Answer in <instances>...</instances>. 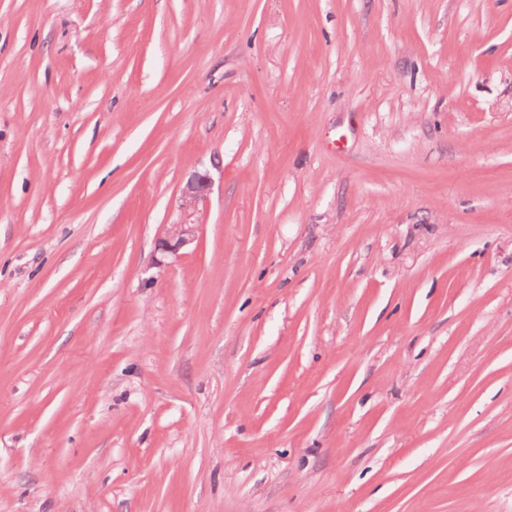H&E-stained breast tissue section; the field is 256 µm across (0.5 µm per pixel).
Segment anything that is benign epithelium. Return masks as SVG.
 Listing matches in <instances>:
<instances>
[{
  "label": "benign epithelium",
  "instance_id": "benign-epithelium-1",
  "mask_svg": "<svg viewBox=\"0 0 512 512\" xmlns=\"http://www.w3.org/2000/svg\"><path fill=\"white\" fill-rule=\"evenodd\" d=\"M210 187L211 179L206 173H196L186 182L180 197V219L168 225L164 235L157 240L155 250L161 257L177 256L196 241L197 214L200 205L208 198Z\"/></svg>",
  "mask_w": 512,
  "mask_h": 512
}]
</instances>
